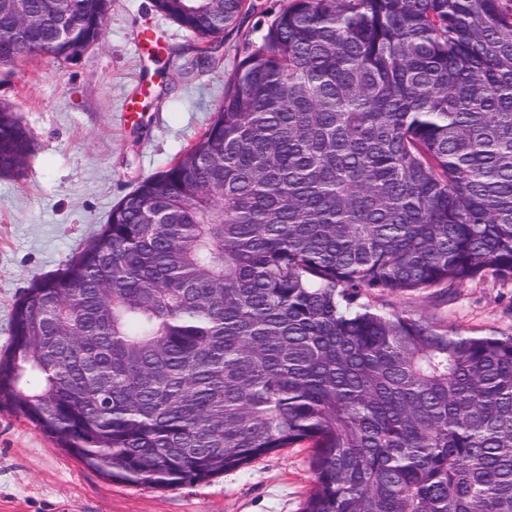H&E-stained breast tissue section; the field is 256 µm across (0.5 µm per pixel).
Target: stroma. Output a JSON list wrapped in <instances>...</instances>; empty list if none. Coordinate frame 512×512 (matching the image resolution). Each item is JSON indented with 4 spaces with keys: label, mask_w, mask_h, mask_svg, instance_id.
<instances>
[{
    "label": "stroma",
    "mask_w": 512,
    "mask_h": 512,
    "mask_svg": "<svg viewBox=\"0 0 512 512\" xmlns=\"http://www.w3.org/2000/svg\"><path fill=\"white\" fill-rule=\"evenodd\" d=\"M253 4L240 30L224 33L216 63L189 75L184 66L198 40L152 0H112L101 41L76 60L45 54L0 66V106L15 113L33 144L17 173L0 176V352L32 281L76 256L120 199L208 128L244 37H258L286 0ZM361 300L452 333L512 335V280L365 292ZM313 486L312 452L303 447L204 482L119 483L0 411V512H302Z\"/></svg>",
    "instance_id": "obj_1"
}]
</instances>
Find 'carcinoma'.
Returning a JSON list of instances; mask_svg holds the SVG:
<instances>
[{"instance_id":"cac0c4a2","label":"carcinoma","mask_w":512,"mask_h":512,"mask_svg":"<svg viewBox=\"0 0 512 512\" xmlns=\"http://www.w3.org/2000/svg\"><path fill=\"white\" fill-rule=\"evenodd\" d=\"M289 0L245 37L199 141L35 281L0 355V410L122 483L209 480L306 443L303 512H512V336L450 333L363 291L512 280V7ZM24 0L0 65L77 59ZM201 39L250 0H154ZM27 129L0 108V175Z\"/></svg>"}]
</instances>
